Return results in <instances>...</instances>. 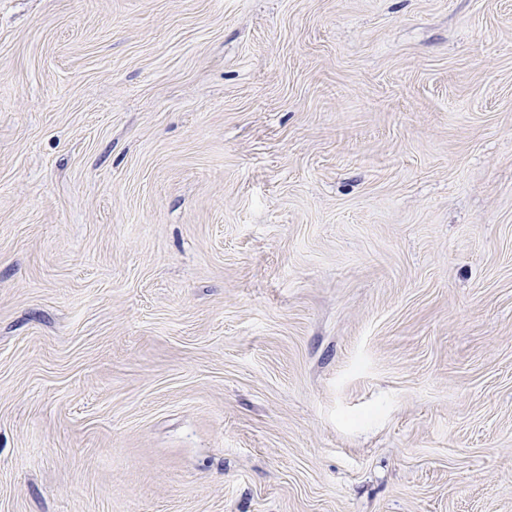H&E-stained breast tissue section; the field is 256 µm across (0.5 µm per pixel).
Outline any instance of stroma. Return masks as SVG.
Masks as SVG:
<instances>
[{
	"instance_id": "1",
	"label": "stroma",
	"mask_w": 512,
	"mask_h": 512,
	"mask_svg": "<svg viewBox=\"0 0 512 512\" xmlns=\"http://www.w3.org/2000/svg\"><path fill=\"white\" fill-rule=\"evenodd\" d=\"M0 512H512V0H0Z\"/></svg>"
}]
</instances>
